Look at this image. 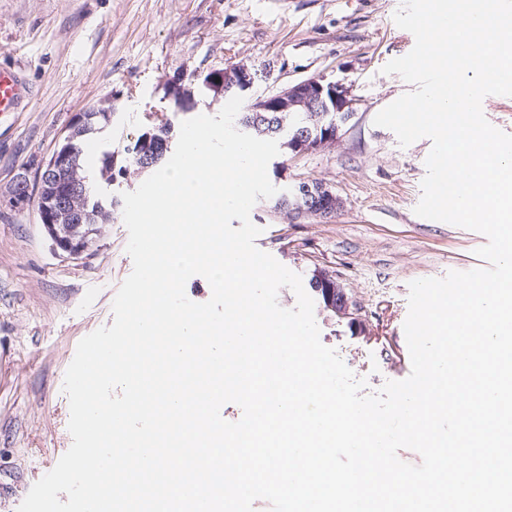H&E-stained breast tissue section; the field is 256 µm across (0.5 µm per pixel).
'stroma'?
<instances>
[{
	"instance_id": "1",
	"label": "stroma",
	"mask_w": 512,
	"mask_h": 512,
	"mask_svg": "<svg viewBox=\"0 0 512 512\" xmlns=\"http://www.w3.org/2000/svg\"><path fill=\"white\" fill-rule=\"evenodd\" d=\"M402 0H0V66L17 63L37 96L0 118V512H17L44 471L72 445L65 372L79 341L113 323L112 305L131 274L122 210L100 225L87 256L60 257L36 202L13 204L18 177L39 169L73 115L109 102L114 114L86 142L95 173L105 155L122 156L149 125L172 133L189 114L165 92L191 80L195 114L217 115L223 98L206 91L208 72L247 65L245 103L309 78L339 85L352 102L332 145L298 155L280 150L268 165L278 189L318 183L340 201L327 219L274 210L259 199L250 218L255 244L298 273L304 288L336 281L346 313L316 304L321 342L346 341L365 353L354 372L379 381L399 370L382 337L399 336L409 284L478 263L485 235L418 217L426 158L422 138L401 147L375 116L411 84L383 66L407 55L414 36L393 19Z\"/></svg>"
}]
</instances>
